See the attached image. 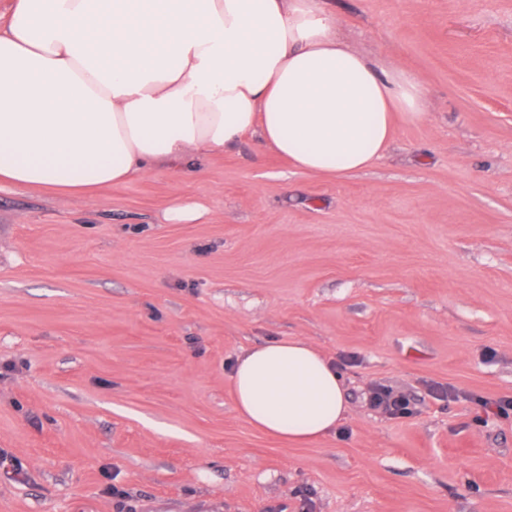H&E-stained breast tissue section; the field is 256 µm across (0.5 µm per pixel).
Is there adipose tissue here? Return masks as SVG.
Listing matches in <instances>:
<instances>
[{"label": "adipose tissue", "instance_id": "adipose-tissue-1", "mask_svg": "<svg viewBox=\"0 0 512 512\" xmlns=\"http://www.w3.org/2000/svg\"><path fill=\"white\" fill-rule=\"evenodd\" d=\"M321 0H10L0 14V189L76 194L125 183L248 132L306 172L380 159L394 116L426 112L418 76L336 32ZM238 414L291 443L349 407L336 367L302 339L233 367Z\"/></svg>", "mask_w": 512, "mask_h": 512}]
</instances>
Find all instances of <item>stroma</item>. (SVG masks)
I'll list each match as a JSON object with an SVG mask.
<instances>
[{"mask_svg": "<svg viewBox=\"0 0 512 512\" xmlns=\"http://www.w3.org/2000/svg\"><path fill=\"white\" fill-rule=\"evenodd\" d=\"M427 112L314 175L248 134L80 196L0 190V512H512V0H323ZM204 207L189 224L173 199ZM350 414L293 445L234 407L273 339ZM414 413L372 408V385Z\"/></svg>", "mask_w": 512, "mask_h": 512, "instance_id": "35a3bbf8", "label": "stroma"}]
</instances>
